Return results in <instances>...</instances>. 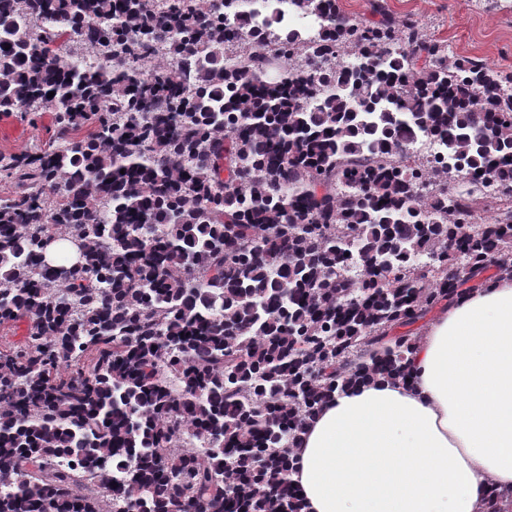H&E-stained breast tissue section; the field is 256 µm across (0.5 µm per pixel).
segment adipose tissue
<instances>
[{
    "label": "adipose tissue",
    "mask_w": 512,
    "mask_h": 512,
    "mask_svg": "<svg viewBox=\"0 0 512 512\" xmlns=\"http://www.w3.org/2000/svg\"><path fill=\"white\" fill-rule=\"evenodd\" d=\"M416 381L336 395L294 448L307 512H486L512 489V277L429 318Z\"/></svg>",
    "instance_id": "ef3b65f1"
}]
</instances>
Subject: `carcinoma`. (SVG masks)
<instances>
[{
  "label": "carcinoma",
  "mask_w": 512,
  "mask_h": 512,
  "mask_svg": "<svg viewBox=\"0 0 512 512\" xmlns=\"http://www.w3.org/2000/svg\"><path fill=\"white\" fill-rule=\"evenodd\" d=\"M291 4L318 43L274 2L247 29L231 0H0V112L55 113L0 152V512H304L307 420L413 384L411 327L512 275V76ZM338 48L359 64H288ZM419 132L448 161H395ZM280 24L285 27H297L306 31L310 41H316L319 38L324 25V20L318 16H297L289 11L288 2L280 3Z\"/></svg>",
  "instance_id": "1"
}]
</instances>
